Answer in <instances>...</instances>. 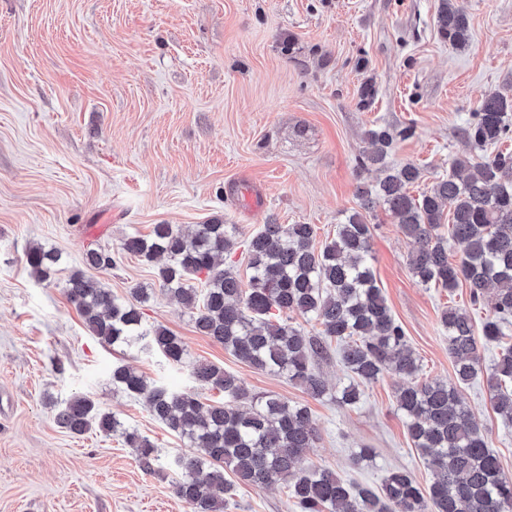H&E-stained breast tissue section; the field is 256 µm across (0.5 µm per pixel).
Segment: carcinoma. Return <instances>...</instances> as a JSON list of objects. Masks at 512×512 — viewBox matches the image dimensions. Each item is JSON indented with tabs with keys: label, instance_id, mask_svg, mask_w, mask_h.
Masks as SVG:
<instances>
[{
	"label": "carcinoma",
	"instance_id": "1",
	"mask_svg": "<svg viewBox=\"0 0 512 512\" xmlns=\"http://www.w3.org/2000/svg\"><path fill=\"white\" fill-rule=\"evenodd\" d=\"M436 22L443 39L458 47L466 44L468 19L455 0H441ZM510 111L512 102L505 96L486 93L463 131L472 153L454 160L452 174L417 198L407 186L420 178L419 169L389 162L397 137L393 129H367V148L359 156L360 168L381 173L375 184L359 188V206L368 213L383 207L403 235L419 244L408 258L417 283L452 291L464 282L475 303L494 288L481 329L489 342L499 341L512 323V153L489 157L482 151L512 135ZM363 212L347 216L318 250L312 245L313 225L268 221L245 240L251 271L246 289L232 269L223 268L240 232L219 218L194 225L187 235L170 224H157L147 236L124 238L121 250L150 263L166 259L158 268L162 286L190 311L201 335L240 361L299 384L314 399L328 392L319 362L333 348L362 383L386 373L407 378L396 391V405L415 449L431 469L426 493L403 469L390 472L376 491L305 463L306 450L319 436L307 405L277 393L252 396L224 368L190 360L180 337L163 325L144 322L139 304L149 299L148 289L135 288L133 300L122 301L83 270L70 271L67 300L101 343L158 352L173 364L188 365L198 385L224 392V401L206 405L193 394L147 379L130 365L112 367L114 387L142 400L156 420L194 448L171 462L180 473L174 493L190 512H224L222 493L231 489L224 479L227 468L241 482L259 488L275 477L285 480L297 512H512V476L503 472L488 432L458 396L459 385L484 372L472 317L460 308L442 312L455 382L416 381L417 358L372 270L371 230ZM446 214L451 240L460 248L455 263L448 260V239L440 233ZM26 262L35 277L46 280L58 271L62 257L34 245L26 251ZM85 265L107 269L114 257L91 248ZM309 316L321 325L316 336L305 335L294 323ZM488 391L495 412L512 423V347L503 348L489 368ZM54 420L76 435L93 428L103 434L119 432L144 471L151 473L159 464L157 445L86 395L57 407Z\"/></svg>",
	"mask_w": 512,
	"mask_h": 512
}]
</instances>
